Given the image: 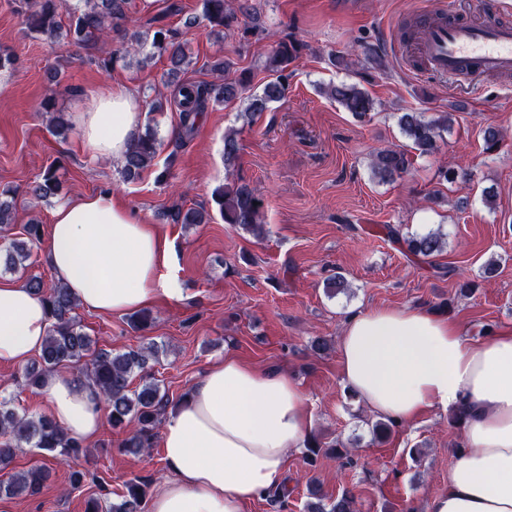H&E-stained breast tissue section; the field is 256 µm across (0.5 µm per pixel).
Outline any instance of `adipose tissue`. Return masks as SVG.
I'll list each match as a JSON object with an SVG mask.
<instances>
[{
  "label": "adipose tissue",
  "mask_w": 512,
  "mask_h": 512,
  "mask_svg": "<svg viewBox=\"0 0 512 512\" xmlns=\"http://www.w3.org/2000/svg\"><path fill=\"white\" fill-rule=\"evenodd\" d=\"M85 150L123 161L140 130V103L124 85L76 113ZM56 280L84 309L124 315L176 298L159 270L170 243L109 192L58 204L41 241ZM50 321L42 298L20 282H0V363L41 351ZM343 382L372 413L399 425L442 408L458 414L468 447L448 471V490L426 512H512V332L467 343L449 317L422 307L372 308L348 316L338 343ZM49 417L93 441L105 408L85 378L57 372L41 387ZM312 428L300 385L235 355L210 362L162 433L170 472L149 512H248L281 488L288 454Z\"/></svg>",
  "instance_id": "obj_1"
}]
</instances>
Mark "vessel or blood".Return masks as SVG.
<instances>
[{"mask_svg":"<svg viewBox=\"0 0 512 512\" xmlns=\"http://www.w3.org/2000/svg\"><path fill=\"white\" fill-rule=\"evenodd\" d=\"M432 75L465 78L478 87L490 73H512V23L496 13L483 20H453L428 26L417 45Z\"/></svg>","mask_w":512,"mask_h":512,"instance_id":"vessel-or-blood-1","label":"vessel or blood"}]
</instances>
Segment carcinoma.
<instances>
[{"mask_svg":"<svg viewBox=\"0 0 512 512\" xmlns=\"http://www.w3.org/2000/svg\"><path fill=\"white\" fill-rule=\"evenodd\" d=\"M24 22L29 33L49 39L65 35L80 48L90 49L112 33L114 26L126 18L131 0H85L84 8L70 9L66 0H22ZM251 6L233 4V0H203L202 19L213 29H224L237 20V13L247 12ZM146 42L138 41L135 46L121 48L112 56L100 60L101 68L108 70L125 58L130 51L142 52ZM152 54L166 57L168 82L172 83L189 65L185 47L178 40V32L166 26L154 30L151 38ZM302 45L287 36L268 56L264 68L275 78L267 81L261 93L251 96L246 108L248 114L266 111L270 104L284 98L286 87L282 72L298 56ZM226 65L218 61L213 71L219 73V81L211 84L183 83L179 85L181 99L177 107L181 116L179 137L184 139L193 134L199 116L210 103L232 102L240 98L246 88V79L222 76ZM323 92L338 102L358 119H365L374 108L373 101L355 83L342 82L323 88ZM401 133L411 141L421 156L436 153L442 132L448 130V116L427 120L419 112H403L398 117ZM161 142L153 131L148 130L137 136L127 152L121 174L127 181L140 178L152 165ZM410 155L401 149L379 151L373 161V174L382 182H389L406 173L411 167ZM60 180L57 170L49 166L41 177L28 186V194L35 201H43L57 195ZM212 201L218 208L224 223L252 233L263 234V199L248 183L240 179L214 190ZM209 213L203 208L175 207L163 213L173 224H204ZM15 192L9 187L0 189V229L15 223ZM25 238L14 239L9 246L0 250V266L6 272H17L26 268L31 247L40 243L43 227L35 219L23 225ZM407 251L421 259H428L441 253L446 245L443 235L429 232L424 235L403 239ZM26 285L44 300L51 318V327L40 352V361L24 368L23 376L27 386L38 389L50 374L72 368L95 385L102 395L103 403L112 427L130 429L123 447L134 452L148 451L154 447L157 428L165 419L168 408L174 407L166 392L150 373L149 363L156 360L159 349L155 345L130 349L123 352L97 348L93 340L76 320L78 303L67 288L58 285L44 289L43 281L30 276ZM140 376L139 386L131 388L134 376ZM0 435L6 441L0 444V466L10 465L15 448L28 445L47 456L45 462L30 469L10 475L0 482V495L6 497L35 496L41 493L50 476L51 463H63L81 455H87V446L69 437L53 420L44 415L19 414L8 407L7 401L0 402ZM149 483L143 477L125 482L118 497L111 503L97 497L87 501L86 512H144ZM308 501L305 512H354L355 497L346 490L333 500H326L320 488L311 485L307 491Z\"/></svg>","mask_w":512,"mask_h":512,"instance_id":"obj_1","label":"carcinoma"}]
</instances>
